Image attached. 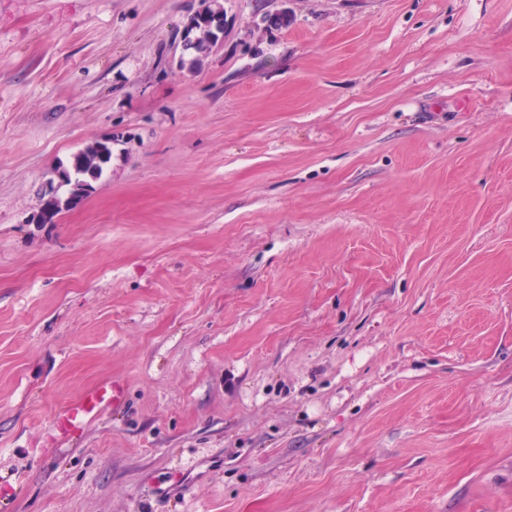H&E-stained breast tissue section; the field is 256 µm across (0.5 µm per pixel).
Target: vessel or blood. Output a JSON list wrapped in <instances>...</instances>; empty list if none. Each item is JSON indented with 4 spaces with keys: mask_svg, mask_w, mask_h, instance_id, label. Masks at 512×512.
<instances>
[{
    "mask_svg": "<svg viewBox=\"0 0 512 512\" xmlns=\"http://www.w3.org/2000/svg\"><path fill=\"white\" fill-rule=\"evenodd\" d=\"M126 384L120 379H107L88 387L56 415L55 428L64 439L81 437L87 427L112 408L123 405Z\"/></svg>",
    "mask_w": 512,
    "mask_h": 512,
    "instance_id": "1",
    "label": "vessel or blood"
}]
</instances>
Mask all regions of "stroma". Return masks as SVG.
I'll return each instance as SVG.
<instances>
[{
  "label": "stroma",
  "mask_w": 512,
  "mask_h": 512,
  "mask_svg": "<svg viewBox=\"0 0 512 512\" xmlns=\"http://www.w3.org/2000/svg\"><path fill=\"white\" fill-rule=\"evenodd\" d=\"M215 4L0 0V512H512V0ZM214 14L219 16L220 15L219 10L210 8V6H208V8H206V11L204 12V14L199 15V18H198L199 20L196 19L194 21L196 23V25L199 27L202 24L208 25L209 26L208 36H210V38H212L213 40L205 37V38L199 39L197 42H193V44H191L187 47L186 50L190 52V56H192V62H199L201 60L200 56L203 53H205L213 43L216 42L214 40L218 39V34L221 32V29L214 22ZM111 159V140L96 141L74 155L70 167L62 170L60 174L63 183L72 186L69 195L51 196L44 202L40 211L47 216L48 223H54V219L64 208L73 207L82 199L83 192L89 186V180L100 178ZM78 189L83 190L77 192ZM126 384L120 379H107L88 387L56 415L55 429L65 439H78L87 427L126 398Z\"/></svg>",
  "instance_id": "1"
}]
</instances>
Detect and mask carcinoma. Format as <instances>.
<instances>
[{"instance_id":"1","label":"carcinoma","mask_w":512,"mask_h":512,"mask_svg":"<svg viewBox=\"0 0 512 512\" xmlns=\"http://www.w3.org/2000/svg\"><path fill=\"white\" fill-rule=\"evenodd\" d=\"M219 14V10L206 8L203 15L195 20L196 25L206 24L209 26L208 36L189 45L187 51L192 56V61H200V56L205 53L218 39L221 29L215 24L214 16ZM112 159V141H96L86 146L82 151L74 155L69 168L62 170L60 178L63 183L71 186L69 195L51 196L47 199L41 209L48 218V223H53L63 209L70 208L82 199L83 190L88 188L89 181L100 178Z\"/></svg>"}]
</instances>
